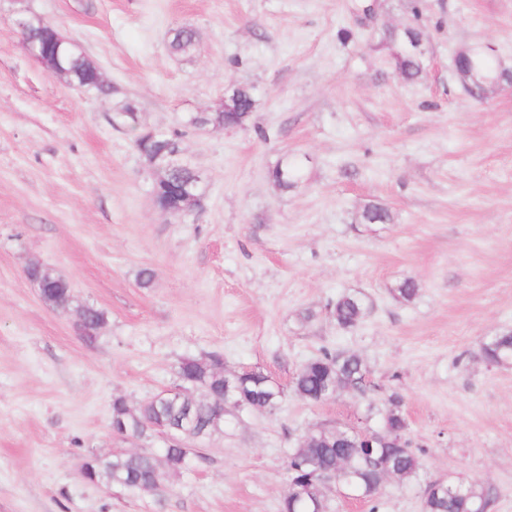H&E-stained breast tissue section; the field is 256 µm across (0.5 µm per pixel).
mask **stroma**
<instances>
[{
  "instance_id": "1",
  "label": "stroma",
  "mask_w": 512,
  "mask_h": 512,
  "mask_svg": "<svg viewBox=\"0 0 512 512\" xmlns=\"http://www.w3.org/2000/svg\"><path fill=\"white\" fill-rule=\"evenodd\" d=\"M359 2L0 0V512H279L297 440L364 415L347 392L315 406L293 392L326 347L359 354L378 397L402 396L426 480H481L488 512H512V366L479 356L512 331V88L477 101L454 74L472 45L512 68V0H377L372 19ZM18 15L80 43L118 95L46 74ZM417 19L430 57L408 83L372 45ZM182 26L197 46L175 55ZM236 84L257 91L248 128L187 126ZM120 97L141 126L181 132L202 179L192 212L157 210L155 174L113 122ZM285 157L303 165L288 191L268 177ZM371 202L392 223H358ZM32 264L105 312L93 340L41 300ZM408 278L405 304L391 290ZM347 290L372 309L345 332L330 307ZM212 353L284 385L278 409L226 406L223 433L163 495L83 479L89 457L164 446L115 434V397L139 405ZM327 495L329 512H422L417 484L387 483L374 503Z\"/></svg>"
}]
</instances>
